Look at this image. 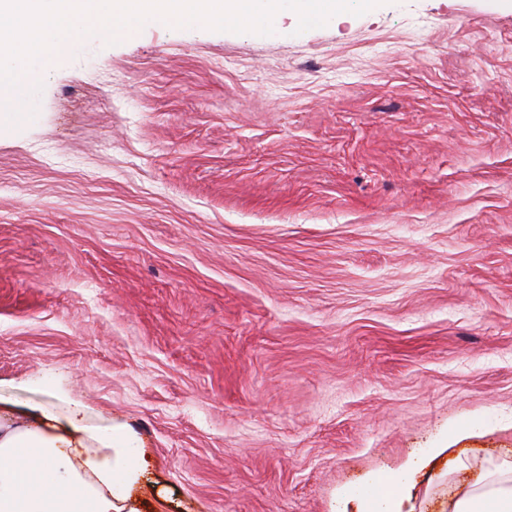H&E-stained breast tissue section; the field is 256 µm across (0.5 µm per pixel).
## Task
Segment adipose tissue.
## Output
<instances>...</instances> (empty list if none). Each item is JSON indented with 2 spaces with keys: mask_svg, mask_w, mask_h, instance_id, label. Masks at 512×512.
Returning a JSON list of instances; mask_svg holds the SVG:
<instances>
[{
  "mask_svg": "<svg viewBox=\"0 0 512 512\" xmlns=\"http://www.w3.org/2000/svg\"><path fill=\"white\" fill-rule=\"evenodd\" d=\"M82 405L59 417L40 412L36 423L0 420V512H136L132 493L146 462L135 434L83 424ZM413 469L374 478L361 512H401L399 496ZM455 490L448 512H512V456L481 463L448 462Z\"/></svg>",
  "mask_w": 512,
  "mask_h": 512,
  "instance_id": "ef3b65f1",
  "label": "adipose tissue"
}]
</instances>
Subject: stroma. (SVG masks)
I'll list each match as a JSON object with an SVG mask.
<instances>
[{
	"label": "stroma",
	"mask_w": 512,
	"mask_h": 512,
	"mask_svg": "<svg viewBox=\"0 0 512 512\" xmlns=\"http://www.w3.org/2000/svg\"><path fill=\"white\" fill-rule=\"evenodd\" d=\"M0 133V408L123 424L140 512H357L512 454V0L147 24ZM414 476L415 471L407 468L396 474L376 477L363 486L376 490L377 494L351 496L361 504L360 512H403L400 510L399 496L402 489L413 481Z\"/></svg>",
	"instance_id": "1"
}]
</instances>
